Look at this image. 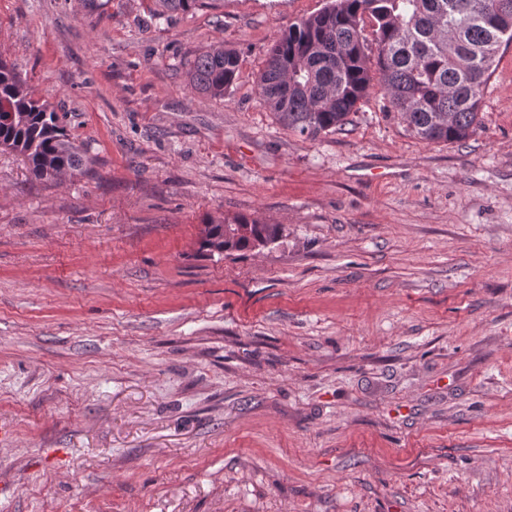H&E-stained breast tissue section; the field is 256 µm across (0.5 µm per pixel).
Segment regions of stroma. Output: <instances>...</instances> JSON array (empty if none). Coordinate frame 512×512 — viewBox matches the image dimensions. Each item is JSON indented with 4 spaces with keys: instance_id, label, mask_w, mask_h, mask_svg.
I'll return each instance as SVG.
<instances>
[{
    "instance_id": "obj_1",
    "label": "stroma",
    "mask_w": 512,
    "mask_h": 512,
    "mask_svg": "<svg viewBox=\"0 0 512 512\" xmlns=\"http://www.w3.org/2000/svg\"><path fill=\"white\" fill-rule=\"evenodd\" d=\"M326 3L0 0L90 160L0 149V512H512V44L465 143L378 85L312 141L255 85ZM237 215L279 239L202 251ZM239 67L236 52L224 49V44L213 46L195 59L188 72L192 89L214 97L224 96L232 86Z\"/></svg>"
}]
</instances>
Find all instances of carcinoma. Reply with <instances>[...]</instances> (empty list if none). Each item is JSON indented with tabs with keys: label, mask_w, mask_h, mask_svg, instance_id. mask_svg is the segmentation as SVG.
I'll use <instances>...</instances> for the list:
<instances>
[{
	"label": "carcinoma",
	"mask_w": 512,
	"mask_h": 512,
	"mask_svg": "<svg viewBox=\"0 0 512 512\" xmlns=\"http://www.w3.org/2000/svg\"><path fill=\"white\" fill-rule=\"evenodd\" d=\"M202 2L160 0L164 11L183 13ZM368 20L370 41L364 36ZM504 44H512V0H329L271 47L257 95L281 125L314 140L346 125L377 83L420 140L462 143L479 124L483 88ZM238 67L236 52L215 45L195 59L189 84L221 97ZM0 147L22 156L38 180L83 174L90 163L57 113L1 59ZM228 228L241 233L228 235ZM278 235L276 224L236 216L206 224L200 245L213 254L239 252Z\"/></svg>",
	"instance_id": "carcinoma-1"
}]
</instances>
